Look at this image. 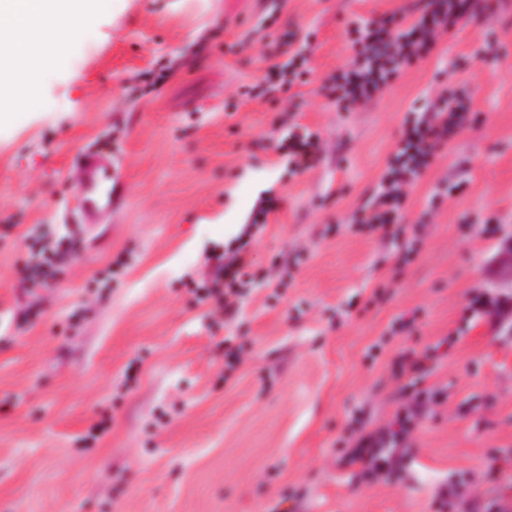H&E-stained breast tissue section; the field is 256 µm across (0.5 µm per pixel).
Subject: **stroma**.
Wrapping results in <instances>:
<instances>
[{"instance_id":"stroma-1","label":"stroma","mask_w":512,"mask_h":512,"mask_svg":"<svg viewBox=\"0 0 512 512\" xmlns=\"http://www.w3.org/2000/svg\"><path fill=\"white\" fill-rule=\"evenodd\" d=\"M406 2L117 0L44 79V107L0 128V512H282L288 496L295 512H428L450 472L512 451V332L466 326L470 292H512L502 243L481 233L490 217L512 225V0L366 109L339 111L322 86L353 56L349 22ZM298 51L305 84L278 88L272 64ZM450 82L482 122L411 188L404 222L422 246L403 266L401 242L347 224L408 111ZM301 127L321 156L295 175L282 148ZM84 149L112 156L106 224L64 218ZM458 179L464 192L419 223ZM272 194L240 316L215 322L191 282ZM33 233L81 242L46 285L19 280ZM276 256L300 262L281 277ZM116 260L117 280L91 288ZM398 318L413 328L392 331ZM459 329L426 381L448 401L411 438L410 478L370 482L340 462L358 408L381 424L401 404L396 352ZM228 338L243 359L229 376Z\"/></svg>"}]
</instances>
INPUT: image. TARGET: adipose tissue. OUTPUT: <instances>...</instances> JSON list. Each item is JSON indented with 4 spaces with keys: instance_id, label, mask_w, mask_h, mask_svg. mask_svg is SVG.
<instances>
[{
    "instance_id": "ef3b65f1",
    "label": "adipose tissue",
    "mask_w": 512,
    "mask_h": 512,
    "mask_svg": "<svg viewBox=\"0 0 512 512\" xmlns=\"http://www.w3.org/2000/svg\"><path fill=\"white\" fill-rule=\"evenodd\" d=\"M114 0H0V127L39 104L45 72L93 39Z\"/></svg>"
}]
</instances>
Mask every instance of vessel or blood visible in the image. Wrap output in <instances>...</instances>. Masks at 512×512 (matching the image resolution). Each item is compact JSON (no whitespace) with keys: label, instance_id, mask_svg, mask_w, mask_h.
Wrapping results in <instances>:
<instances>
[{"label":"vessel or blood","instance_id":"vessel-or-blood-1","mask_svg":"<svg viewBox=\"0 0 512 512\" xmlns=\"http://www.w3.org/2000/svg\"><path fill=\"white\" fill-rule=\"evenodd\" d=\"M75 169L77 205L68 209V218L85 224L111 219L114 198L111 157L87 150L77 156Z\"/></svg>","mask_w":512,"mask_h":512}]
</instances>
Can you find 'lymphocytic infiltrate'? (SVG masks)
<instances>
[{
  "label": "lymphocytic infiltrate",
  "instance_id": "obj_1",
  "mask_svg": "<svg viewBox=\"0 0 512 512\" xmlns=\"http://www.w3.org/2000/svg\"><path fill=\"white\" fill-rule=\"evenodd\" d=\"M492 9V0H412L410 5L378 18L353 22L347 29L353 58L327 79L324 88L338 109L351 112L367 106L381 97L405 67L430 56L443 35L460 24L479 20ZM478 121L479 115L472 112L469 99L452 87L422 109L411 111L379 188L356 208L351 229L360 234L379 231L404 239L401 261L409 263L418 252V240L408 235L403 223L408 190L429 169L442 147ZM78 248V242L67 238L41 244L25 267L24 281L48 282L57 260L71 256ZM208 263L211 278L197 293L210 303L214 314L233 321L242 291L248 285L251 261L240 246L227 253H211ZM467 311L496 327L512 320V296L491 288L473 292ZM437 357L434 348L401 351L391 377L400 390L408 391L407 400L386 425H371L360 412L350 419L343 440L345 459L359 465L369 480L403 481L411 435L429 416L432 406L447 399L445 391L417 387L431 372Z\"/></svg>",
  "mask_w": 512,
  "mask_h": 512
}]
</instances>
